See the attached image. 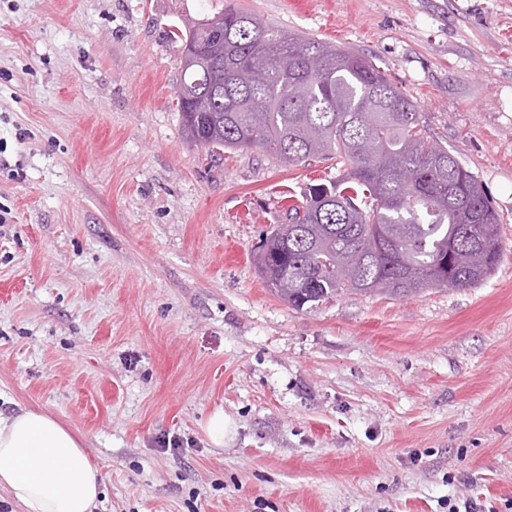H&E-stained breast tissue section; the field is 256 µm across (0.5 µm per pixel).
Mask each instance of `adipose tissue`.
Wrapping results in <instances>:
<instances>
[{
	"label": "adipose tissue",
	"mask_w": 512,
	"mask_h": 512,
	"mask_svg": "<svg viewBox=\"0 0 512 512\" xmlns=\"http://www.w3.org/2000/svg\"><path fill=\"white\" fill-rule=\"evenodd\" d=\"M103 484L79 441L48 414L0 416V488L25 512H93Z\"/></svg>",
	"instance_id": "obj_1"
}]
</instances>
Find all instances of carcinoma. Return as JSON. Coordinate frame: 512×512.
<instances>
[{
  "label": "carcinoma",
  "mask_w": 512,
  "mask_h": 512,
  "mask_svg": "<svg viewBox=\"0 0 512 512\" xmlns=\"http://www.w3.org/2000/svg\"><path fill=\"white\" fill-rule=\"evenodd\" d=\"M175 26L172 42L224 48L201 82L181 61L177 111L186 139L223 156L261 147L286 165L336 159L253 256L274 295L301 309L343 294L404 297L474 288L497 270L501 218L478 176L428 140L418 105L373 61L279 29L237 3ZM419 173L409 186L401 174Z\"/></svg>",
  "instance_id": "obj_1"
}]
</instances>
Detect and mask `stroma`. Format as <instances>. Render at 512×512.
Returning a JSON list of instances; mask_svg holds the SVG:
<instances>
[{
  "instance_id": "obj_1",
  "label": "stroma",
  "mask_w": 512,
  "mask_h": 512,
  "mask_svg": "<svg viewBox=\"0 0 512 512\" xmlns=\"http://www.w3.org/2000/svg\"><path fill=\"white\" fill-rule=\"evenodd\" d=\"M229 2L0 0V414L76 434L96 512H512V0H240L373 56L502 219L479 287L302 310L250 253L335 160L180 125L170 27Z\"/></svg>"
}]
</instances>
